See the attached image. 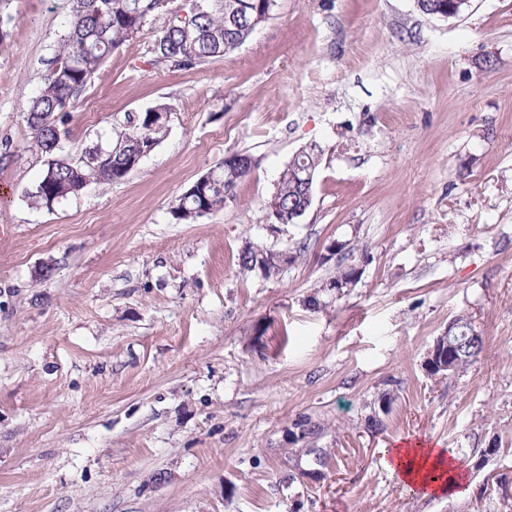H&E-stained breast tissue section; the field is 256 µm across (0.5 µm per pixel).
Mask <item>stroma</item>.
<instances>
[{"label": "stroma", "mask_w": 512, "mask_h": 512, "mask_svg": "<svg viewBox=\"0 0 512 512\" xmlns=\"http://www.w3.org/2000/svg\"><path fill=\"white\" fill-rule=\"evenodd\" d=\"M69 13L0 5V512H500L512 0L457 19L416 0H276L245 43L189 72L156 63L171 13H155L76 99L62 153L110 146L159 102L166 136L124 179L48 209L26 197L45 158L24 103ZM310 143L324 150L312 204L271 225L265 203ZM230 152L256 160L234 197L175 221V200ZM248 241L299 257L269 279L243 272ZM334 241L350 251L331 256ZM340 261L359 270L342 296L326 285ZM463 313L478 361L429 375ZM408 438L447 449L461 495L388 471Z\"/></svg>", "instance_id": "35a3bbf8"}]
</instances>
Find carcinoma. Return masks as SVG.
Instances as JSON below:
<instances>
[{
    "label": "carcinoma",
    "mask_w": 512,
    "mask_h": 512,
    "mask_svg": "<svg viewBox=\"0 0 512 512\" xmlns=\"http://www.w3.org/2000/svg\"><path fill=\"white\" fill-rule=\"evenodd\" d=\"M71 10L64 34L60 37L50 66L36 93L26 106L27 123L36 135L37 145L47 158L41 178L27 192L28 199L40 206L76 196L93 182H117L132 166L140 164L143 153L156 147L167 132L170 107L159 103L127 116L124 132L115 145L106 149L94 146L84 151L91 163L84 164L61 155V126L69 117L71 105L91 84L105 59L122 44L140 33L147 18L165 7L169 0H70ZM276 0H244L242 19L231 22L214 0H199L195 6L185 0L182 10L156 38V57L171 58L169 67L191 70L224 56L243 44L254 32L253 20L269 19ZM318 150L304 148L296 153L281 172L273 192L282 212L302 204L298 170L317 165ZM210 184L205 191L188 197L180 195L171 208L174 220L192 223L224 207L230 198L224 190V163L208 170ZM458 346L448 362V375L466 371L479 358L484 339L466 315L455 318Z\"/></svg>",
    "instance_id": "carcinoma-1"
}]
</instances>
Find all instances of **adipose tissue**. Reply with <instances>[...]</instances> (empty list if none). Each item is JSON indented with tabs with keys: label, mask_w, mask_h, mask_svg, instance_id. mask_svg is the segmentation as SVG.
Masks as SVG:
<instances>
[{
	"label": "adipose tissue",
	"mask_w": 512,
	"mask_h": 512,
	"mask_svg": "<svg viewBox=\"0 0 512 512\" xmlns=\"http://www.w3.org/2000/svg\"><path fill=\"white\" fill-rule=\"evenodd\" d=\"M387 469L407 485L434 495H459L464 477L445 449L396 448L386 460Z\"/></svg>",
	"instance_id": "1"
}]
</instances>
